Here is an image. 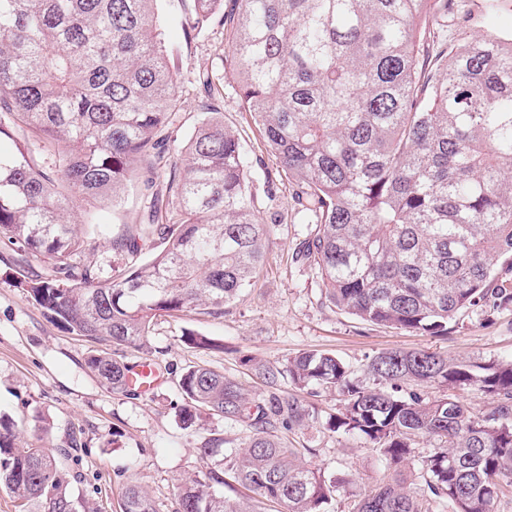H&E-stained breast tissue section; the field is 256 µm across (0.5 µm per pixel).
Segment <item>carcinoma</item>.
Wrapping results in <instances>:
<instances>
[{
    "mask_svg": "<svg viewBox=\"0 0 512 512\" xmlns=\"http://www.w3.org/2000/svg\"><path fill=\"white\" fill-rule=\"evenodd\" d=\"M157 0H0V243L51 266L27 292L63 330L119 350L151 349L162 314L206 307L220 314L251 285L269 225L249 186L246 152L212 112L172 159L180 112ZM186 35L213 21L232 32L224 54L243 106L297 185V214L315 228L301 257L320 271L326 298L363 321L431 336L472 307L512 302V34L458 43L445 20L456 0H192ZM440 24L420 27L430 11ZM55 144L52 167L28 143ZM136 181L151 199L132 235L112 250L137 254L166 234L138 267L110 273L81 262L85 206H108ZM187 344L224 349L183 333ZM88 363L114 393L139 395L133 366L97 355ZM373 386L350 379L336 356L305 351L261 366L269 387L331 389L342 407L334 432L374 444L388 467L411 460L408 440L435 436L446 447L425 461L427 494L384 480L357 495L352 512H494L512 479V359L450 362L425 350L368 358ZM476 387L490 411L471 415L457 399L411 386ZM184 428L201 415L241 423L247 435L198 448L210 466L184 476L174 512H251L224 496L233 482L283 512H333L340 480L283 445L278 428L302 427L295 396L258 402L224 373L192 366L181 376ZM226 447L219 448L220 444ZM65 469L49 448L19 440L0 414V487L17 512H100L79 484L82 456ZM120 512H157L149 494L125 487Z\"/></svg>",
    "mask_w": 512,
    "mask_h": 512,
    "instance_id": "carcinoma-1",
    "label": "carcinoma"
}]
</instances>
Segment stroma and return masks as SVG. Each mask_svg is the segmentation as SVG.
<instances>
[{
  "instance_id": "stroma-1",
  "label": "stroma",
  "mask_w": 512,
  "mask_h": 512,
  "mask_svg": "<svg viewBox=\"0 0 512 512\" xmlns=\"http://www.w3.org/2000/svg\"><path fill=\"white\" fill-rule=\"evenodd\" d=\"M191 8V0L157 3L180 76L183 120L174 139L183 145L210 106L239 136L250 159L255 205L273 226L255 284L222 314L195 310L157 317L150 330L152 354L120 350V360L138 364L152 359L168 367L152 392L129 398L104 386L88 364L90 355L104 351V344L59 328L25 290L24 281L47 275L49 265L32 256L21 259L0 246V413L16 421L23 440H32L39 430L45 447L85 448V487L101 512H120L122 490L130 483L149 491L157 512H173L178 480L207 467L198 447L211 438L243 436L241 426L212 415L203 416L200 429L183 428L179 381L187 366L224 371L265 399L269 391L256 378L253 365L281 367L307 350L340 358L352 378L364 385L370 382L367 356L385 350L426 349L474 362L512 358V304L491 314L466 312L449 324L447 336L432 337L363 322L327 301L317 268L296 256L312 227L297 216L294 187L269 151L261 125L242 105L224 57V31L211 26L185 39L182 25ZM461 14L467 17L465 26H458V16L448 19L456 38L512 33V0H460ZM202 71L221 83L222 96L208 97L196 81ZM147 206L132 184L118 205L99 208L97 225L86 232L85 261L104 267L129 264L128 256L113 253L110 240L141 224ZM187 329L219 340L223 350L189 347L182 341ZM301 398L310 416L305 426L287 431L288 444L308 449L314 467L341 478L333 508L351 512L356 494L372 489L387 474L386 462L368 441L328 429L330 414L341 406L337 392L320 388Z\"/></svg>"
}]
</instances>
